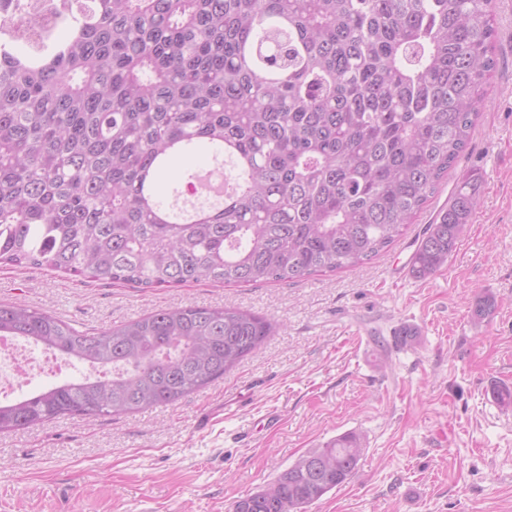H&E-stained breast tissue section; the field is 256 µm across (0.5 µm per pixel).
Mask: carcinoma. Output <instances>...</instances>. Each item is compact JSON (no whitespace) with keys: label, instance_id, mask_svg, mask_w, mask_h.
Returning a JSON list of instances; mask_svg holds the SVG:
<instances>
[{"label":"carcinoma","instance_id":"cac0c4a2","mask_svg":"<svg viewBox=\"0 0 512 512\" xmlns=\"http://www.w3.org/2000/svg\"><path fill=\"white\" fill-rule=\"evenodd\" d=\"M490 0H41L0 48V264L141 290L296 281L386 251L468 145L495 70ZM60 29L68 31L64 40ZM227 159L219 202L164 203L185 153ZM459 182L412 258L444 264L480 204ZM276 322L163 308L96 333L0 302V336L94 374L0 401V433L176 403ZM345 433L232 512H305L355 471Z\"/></svg>","mask_w":512,"mask_h":512}]
</instances>
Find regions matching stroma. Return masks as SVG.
Returning a JSON list of instances; mask_svg holds the SVG:
<instances>
[{
	"label": "stroma",
	"instance_id": "35a3bbf8",
	"mask_svg": "<svg viewBox=\"0 0 512 512\" xmlns=\"http://www.w3.org/2000/svg\"><path fill=\"white\" fill-rule=\"evenodd\" d=\"M498 69L465 155L382 256L279 284L144 291L0 265V301L97 331L173 305L278 321L210 387L144 413L0 434V512H230L336 436L364 452L308 512H512V0H492ZM482 179L447 263L414 278V240L470 172ZM493 312L472 318L478 297ZM415 329L381 352L373 336Z\"/></svg>",
	"mask_w": 512,
	"mask_h": 512
}]
</instances>
